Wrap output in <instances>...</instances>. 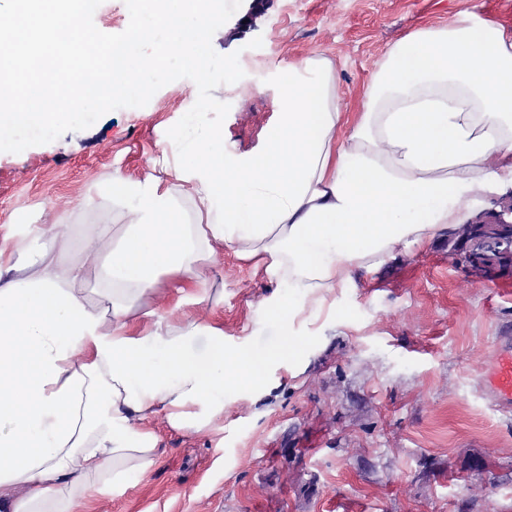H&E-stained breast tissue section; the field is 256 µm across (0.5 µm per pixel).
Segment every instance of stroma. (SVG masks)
<instances>
[{"instance_id": "1", "label": "stroma", "mask_w": 512, "mask_h": 512, "mask_svg": "<svg viewBox=\"0 0 512 512\" xmlns=\"http://www.w3.org/2000/svg\"><path fill=\"white\" fill-rule=\"evenodd\" d=\"M488 2L243 0L212 39L216 52L238 53L245 72L213 92L230 106L225 154L262 150L288 69L328 59L345 118L355 123L395 44L484 14ZM197 96L192 80L179 79L146 106L0 152V226L60 225L69 240L60 263L83 261V225L118 231L131 221L112 198L116 173L171 189L192 213L193 185L176 179L162 150ZM449 251L442 233L355 270L333 292L335 314L295 324L308 340L303 354L270 370L262 395L228 396L208 429L176 431L155 414L150 474L97 495L95 512H512V416L481 386L495 343L512 338V276L473 279ZM204 275L210 301L179 304L180 281L164 274L152 307L175 321L219 320L230 348L281 341L269 306L287 295V283L229 252Z\"/></svg>"}]
</instances>
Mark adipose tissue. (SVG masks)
Listing matches in <instances>:
<instances>
[{"label":"adipose tissue","instance_id":"adipose-tissue-1","mask_svg":"<svg viewBox=\"0 0 512 512\" xmlns=\"http://www.w3.org/2000/svg\"><path fill=\"white\" fill-rule=\"evenodd\" d=\"M278 123L262 153L233 160L201 112L175 146L193 183L196 223L170 191L112 177L134 215L116 243L84 227L87 254L110 249L94 301L78 289L85 266H51L58 225L9 224L0 234V512H92L98 486L145 477L157 452L148 421L200 432L229 393H258L267 371L306 345L292 322L317 311L354 269L424 245L462 224L469 205L512 190V33L478 16L395 45L367 110L347 125L330 62L283 73ZM286 279L273 302L286 329L263 351L229 350L215 320L178 326L139 311L168 272L208 295L201 261L215 244ZM26 281L10 279L17 268Z\"/></svg>","mask_w":512,"mask_h":512}]
</instances>
